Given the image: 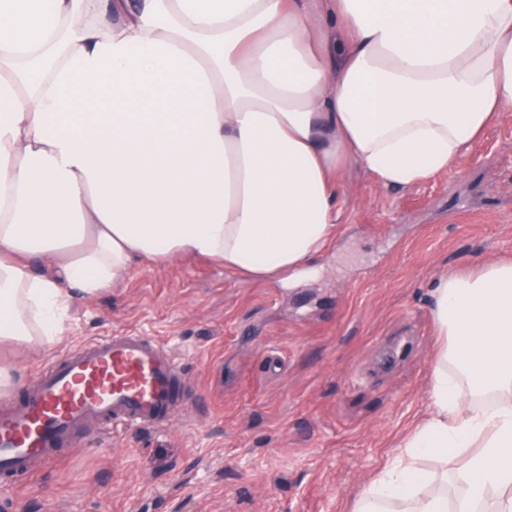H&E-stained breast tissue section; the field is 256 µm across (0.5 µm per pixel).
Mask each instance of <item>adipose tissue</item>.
<instances>
[{
	"mask_svg": "<svg viewBox=\"0 0 512 512\" xmlns=\"http://www.w3.org/2000/svg\"><path fill=\"white\" fill-rule=\"evenodd\" d=\"M511 110L512 0H0V342L176 256L302 275L346 170L413 187ZM430 297L431 414L355 512H512V261Z\"/></svg>",
	"mask_w": 512,
	"mask_h": 512,
	"instance_id": "ef3b65f1",
	"label": "adipose tissue"
}]
</instances>
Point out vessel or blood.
I'll use <instances>...</instances> for the list:
<instances>
[{
	"mask_svg": "<svg viewBox=\"0 0 512 512\" xmlns=\"http://www.w3.org/2000/svg\"><path fill=\"white\" fill-rule=\"evenodd\" d=\"M189 397L186 374L159 340L118 332L37 370L0 411V482L27 478L76 449L88 426L163 428Z\"/></svg>",
	"mask_w": 512,
	"mask_h": 512,
	"instance_id": "vessel-or-blood-1",
	"label": "vessel or blood"
}]
</instances>
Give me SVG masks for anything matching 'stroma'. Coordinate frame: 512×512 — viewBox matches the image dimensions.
<instances>
[{"label":"stroma","instance_id":"1","mask_svg":"<svg viewBox=\"0 0 512 512\" xmlns=\"http://www.w3.org/2000/svg\"><path fill=\"white\" fill-rule=\"evenodd\" d=\"M319 270L295 286L209 259L141 265L77 297L61 340L0 345L17 383L83 340H161L191 400L162 429H91L60 465L0 486L11 512H353L430 411L442 273L512 257V112L448 174L385 188L359 168Z\"/></svg>","mask_w":512,"mask_h":512}]
</instances>
